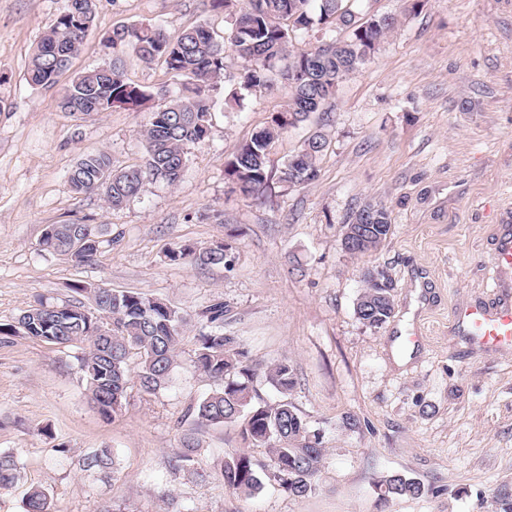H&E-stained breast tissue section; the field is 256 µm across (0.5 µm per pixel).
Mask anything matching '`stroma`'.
<instances>
[{
  "label": "stroma",
  "mask_w": 512,
  "mask_h": 512,
  "mask_svg": "<svg viewBox=\"0 0 512 512\" xmlns=\"http://www.w3.org/2000/svg\"><path fill=\"white\" fill-rule=\"evenodd\" d=\"M65 5L0 0V453L21 466L0 489V512H24L33 487L48 493L50 512H512V352L471 347L454 324L456 309L492 304L497 227L512 224V0H421L414 13L405 0H358L359 12L393 16L396 26L322 111L276 141L258 201L235 191L224 167L288 97L275 90L236 106L244 62L227 52V75L208 93L209 135L189 146L180 180L146 181L117 207L75 193L71 171L98 151L116 171L139 164L150 112L187 79L126 56L127 79L151 95L137 112H70L63 85L111 62L103 39L116 26L157 24L175 35L203 24L220 39L240 4L94 0V25L69 72L57 86H30L31 55ZM318 129L328 138L318 178L289 184L288 158ZM367 203L389 210L392 231L377 250L353 255L342 231ZM49 224L98 226L94 259L42 251ZM217 240L231 246L220 265L166 256ZM370 275L394 297L379 327L356 314ZM94 288L135 291L187 317L169 382L151 395L130 385L108 420L91 404L79 348L9 332L40 300L92 307ZM214 302L226 305L224 332L259 371L260 400L287 398L323 434L306 497L270 479L252 494L224 488L216 474L229 454L274 468L237 423L199 428L196 463L174 466L178 422L212 388L193 359ZM283 360L294 371L285 396L265 377ZM46 425L54 439L41 435ZM99 448L110 449L112 470H84ZM394 474L420 482L423 495L380 499L379 484Z\"/></svg>",
  "instance_id": "obj_1"
}]
</instances>
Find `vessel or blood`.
I'll return each instance as SVG.
<instances>
[{"label": "vessel or blood", "instance_id": "obj_1", "mask_svg": "<svg viewBox=\"0 0 512 512\" xmlns=\"http://www.w3.org/2000/svg\"><path fill=\"white\" fill-rule=\"evenodd\" d=\"M493 307L473 305L456 310L454 321L470 342L481 348L512 349V226L501 225L492 258Z\"/></svg>", "mask_w": 512, "mask_h": 512}]
</instances>
